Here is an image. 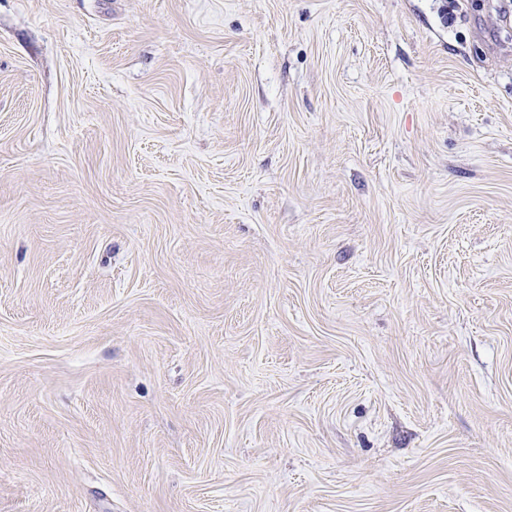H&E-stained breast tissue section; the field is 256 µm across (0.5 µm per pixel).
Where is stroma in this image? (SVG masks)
I'll use <instances>...</instances> for the list:
<instances>
[{
	"instance_id": "35a3bbf8",
	"label": "stroma",
	"mask_w": 512,
	"mask_h": 512,
	"mask_svg": "<svg viewBox=\"0 0 512 512\" xmlns=\"http://www.w3.org/2000/svg\"><path fill=\"white\" fill-rule=\"evenodd\" d=\"M512 0H0V512H512Z\"/></svg>"
}]
</instances>
